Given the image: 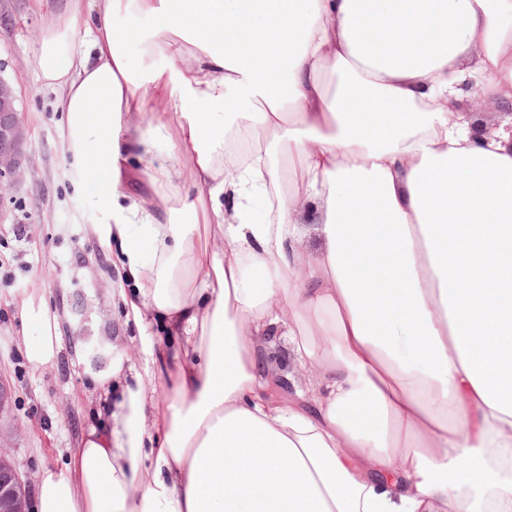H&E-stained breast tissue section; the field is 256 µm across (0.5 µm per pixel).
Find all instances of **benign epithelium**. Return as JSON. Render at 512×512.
Listing matches in <instances>:
<instances>
[{
  "instance_id": "7a95c632",
  "label": "benign epithelium",
  "mask_w": 512,
  "mask_h": 512,
  "mask_svg": "<svg viewBox=\"0 0 512 512\" xmlns=\"http://www.w3.org/2000/svg\"><path fill=\"white\" fill-rule=\"evenodd\" d=\"M30 132L11 81L0 75V196L24 175ZM0 512H27L24 481L0 448Z\"/></svg>"
}]
</instances>
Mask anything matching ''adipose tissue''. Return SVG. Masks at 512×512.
Segmentation results:
<instances>
[{
	"instance_id": "ef3b65f1",
	"label": "adipose tissue",
	"mask_w": 512,
	"mask_h": 512,
	"mask_svg": "<svg viewBox=\"0 0 512 512\" xmlns=\"http://www.w3.org/2000/svg\"><path fill=\"white\" fill-rule=\"evenodd\" d=\"M59 3L36 82L105 177L124 306L166 339L41 472L40 512H512V0ZM121 14L154 25L120 36ZM475 97L501 111L486 136L459 115ZM276 157L302 188L261 217ZM133 158L153 209L126 201ZM18 307L51 368L57 316ZM280 333L318 363L285 404L264 395Z\"/></svg>"
}]
</instances>
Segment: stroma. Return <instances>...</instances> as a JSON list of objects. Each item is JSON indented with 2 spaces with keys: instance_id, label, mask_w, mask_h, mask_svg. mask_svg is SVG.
<instances>
[{
  "instance_id": "35a3bbf8",
  "label": "stroma",
  "mask_w": 512,
  "mask_h": 512,
  "mask_svg": "<svg viewBox=\"0 0 512 512\" xmlns=\"http://www.w3.org/2000/svg\"><path fill=\"white\" fill-rule=\"evenodd\" d=\"M57 18L53 0H0V74L13 83L30 129L23 179L0 198V447L27 484L28 512H39L38 475L61 465L97 415L114 411L120 387L105 392L109 363L141 370L139 330L126 318L112 258L92 229L103 178L85 173L68 149V118L35 83L42 32ZM42 290L63 336L54 367L32 371L17 303Z\"/></svg>"
}]
</instances>
